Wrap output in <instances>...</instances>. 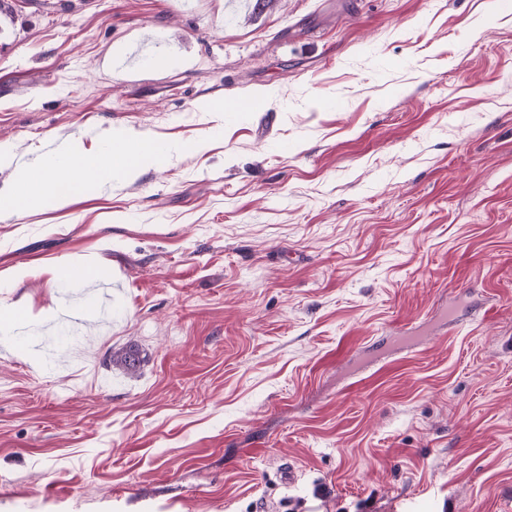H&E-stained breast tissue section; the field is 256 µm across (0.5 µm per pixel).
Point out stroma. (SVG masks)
<instances>
[{"mask_svg": "<svg viewBox=\"0 0 512 512\" xmlns=\"http://www.w3.org/2000/svg\"><path fill=\"white\" fill-rule=\"evenodd\" d=\"M251 2L0 14L14 162L167 146L0 216V512H512V8Z\"/></svg>", "mask_w": 512, "mask_h": 512, "instance_id": "1", "label": "stroma"}]
</instances>
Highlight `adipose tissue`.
<instances>
[{
  "instance_id": "obj_1",
  "label": "adipose tissue",
  "mask_w": 512,
  "mask_h": 512,
  "mask_svg": "<svg viewBox=\"0 0 512 512\" xmlns=\"http://www.w3.org/2000/svg\"><path fill=\"white\" fill-rule=\"evenodd\" d=\"M105 155L91 157L73 148L44 157L18 169L7 189L0 190V213L21 216L49 199L57 198L62 183L85 184L112 175H129L162 153L161 143L114 133Z\"/></svg>"
}]
</instances>
